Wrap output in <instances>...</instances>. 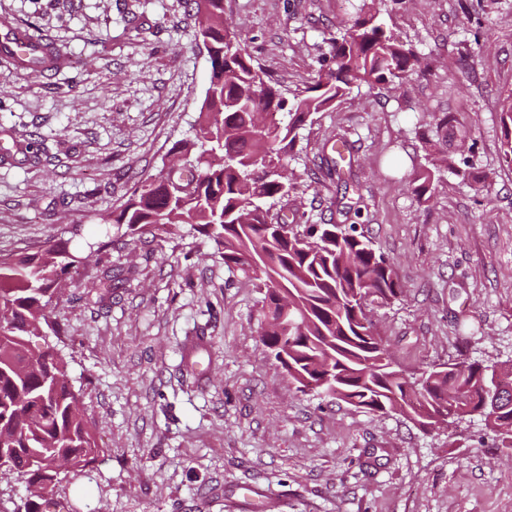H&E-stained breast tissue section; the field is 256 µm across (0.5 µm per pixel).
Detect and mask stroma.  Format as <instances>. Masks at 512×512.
<instances>
[{
  "label": "stroma",
  "mask_w": 512,
  "mask_h": 512,
  "mask_svg": "<svg viewBox=\"0 0 512 512\" xmlns=\"http://www.w3.org/2000/svg\"><path fill=\"white\" fill-rule=\"evenodd\" d=\"M352 0H224V17L273 82L310 85ZM68 53L23 74L0 60V259L65 241L83 259L49 313L101 447L57 485L48 512H246L245 488L280 512H512V454L481 418L420 428L300 391L261 340L264 292L191 225L124 236L110 215L193 137L211 75L192 0H0ZM384 29L423 57L403 84L360 86L316 113L272 213L353 224L403 292L367 314L396 365L512 362V166L499 101L512 90V0H386ZM456 116L429 199L419 119ZM350 147L341 177L336 145ZM123 278L98 289L105 271ZM448 170V155H441L434 150L428 153L426 164L419 167L409 183L412 192L418 199L430 196L434 190V183L439 179L442 172Z\"/></svg>",
  "instance_id": "35a3bbf8"
}]
</instances>
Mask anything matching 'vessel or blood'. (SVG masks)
<instances>
[{
	"label": "vessel or blood",
	"mask_w": 512,
	"mask_h": 512,
	"mask_svg": "<svg viewBox=\"0 0 512 512\" xmlns=\"http://www.w3.org/2000/svg\"><path fill=\"white\" fill-rule=\"evenodd\" d=\"M0 54L9 55L18 71L49 73L70 65V58L48 38L33 34L23 24L0 19Z\"/></svg>",
	"instance_id": "1"
}]
</instances>
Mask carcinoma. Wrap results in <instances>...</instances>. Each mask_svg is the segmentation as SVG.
Masks as SVG:
<instances>
[{
  "label": "carcinoma",
  "mask_w": 512,
  "mask_h": 512,
  "mask_svg": "<svg viewBox=\"0 0 512 512\" xmlns=\"http://www.w3.org/2000/svg\"><path fill=\"white\" fill-rule=\"evenodd\" d=\"M199 33L213 51L208 93L194 139L173 152L180 163L158 180L139 185L112 214L129 234L157 225L194 224L235 266L265 289L262 341L288 346V375L303 389L372 412L404 401L425 428L438 415L478 416L497 435L512 425V368L461 362L407 374L393 365L386 341L366 314V301L390 302L401 286L388 260L364 234L339 224H289L270 215L269 201L288 195V155L296 131L362 84H400L422 69L417 53L377 24L382 0L360 6L330 38L328 70L289 98L253 63L224 0H203ZM501 152L512 165V90L500 109ZM448 170L435 151L409 183L420 199ZM61 243L0 261V480L26 477L30 494L53 499L57 473L27 469L33 460H68L89 466L99 452L79 409V393L57 348L45 342L47 309L77 255Z\"/></svg>",
  "instance_id": "obj_1"
}]
</instances>
